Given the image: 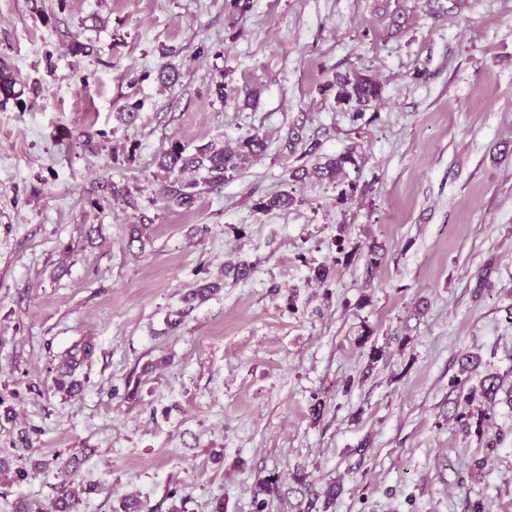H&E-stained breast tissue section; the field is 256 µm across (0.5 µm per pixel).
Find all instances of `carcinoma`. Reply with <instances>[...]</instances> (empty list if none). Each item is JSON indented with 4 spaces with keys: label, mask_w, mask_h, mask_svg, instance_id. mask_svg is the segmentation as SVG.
I'll list each match as a JSON object with an SVG mask.
<instances>
[{
    "label": "carcinoma",
    "mask_w": 512,
    "mask_h": 512,
    "mask_svg": "<svg viewBox=\"0 0 512 512\" xmlns=\"http://www.w3.org/2000/svg\"><path fill=\"white\" fill-rule=\"evenodd\" d=\"M17 80L13 73L0 68V95L6 99L16 96L15 85ZM380 94L379 85L372 79L366 77H348L336 80V98L345 103L355 104L353 119L357 120L362 116V111L370 101L376 99ZM263 139L254 136L244 140L232 151L217 150L212 152L202 151L191 157L183 155V148L173 144L163 156L162 166L170 174L182 175L188 170L204 169L207 171L206 182L219 184L224 182L226 173L238 167L242 157L254 155L263 151ZM355 164L352 152L347 151L329 157L322 164L310 169L301 168L302 176L314 177L319 180H327L338 185L343 184L345 168ZM197 186L195 181L172 182L168 189L167 201L177 206H188L194 199V193L190 189ZM293 198L287 193H278L262 197L255 204V208L264 212L286 208L291 205ZM451 391L456 394V402L462 406L458 418L466 428H475L478 434H483L489 425L492 424L494 407L499 403H506L512 406V390L503 388L500 378L496 374H489L479 380L476 385H468V377L457 376L450 380ZM278 493V481L266 479L259 483V489L255 492L256 512H264L267 505V498Z\"/></svg>",
    "instance_id": "carcinoma-1"
}]
</instances>
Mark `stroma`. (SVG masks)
Returning a JSON list of instances; mask_svg holds the SVG:
<instances>
[{"mask_svg":"<svg viewBox=\"0 0 512 512\" xmlns=\"http://www.w3.org/2000/svg\"><path fill=\"white\" fill-rule=\"evenodd\" d=\"M1 66L0 512H512V408L466 432L448 386L512 381V0H0ZM253 135L168 205L172 144ZM348 150L354 198L291 176ZM336 98L345 103H354L355 111L353 119H359L362 111L370 101L376 99L380 94L379 85L372 79L356 77L351 80L349 77L336 79Z\"/></svg>","mask_w":512,"mask_h":512,"instance_id":"obj_1","label":"stroma"}]
</instances>
